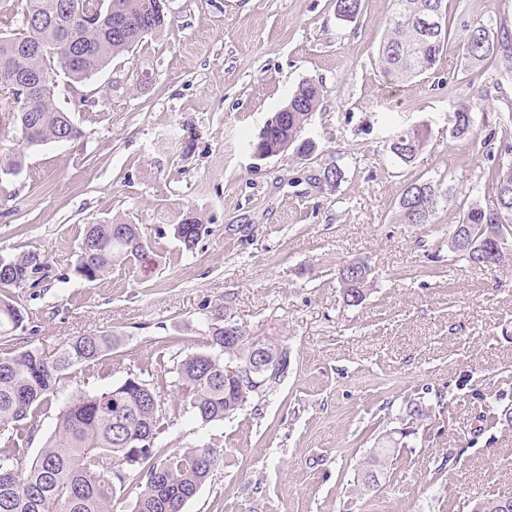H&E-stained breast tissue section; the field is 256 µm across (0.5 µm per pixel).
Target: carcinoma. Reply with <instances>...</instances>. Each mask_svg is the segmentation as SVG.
<instances>
[{"mask_svg": "<svg viewBox=\"0 0 512 512\" xmlns=\"http://www.w3.org/2000/svg\"><path fill=\"white\" fill-rule=\"evenodd\" d=\"M128 18L127 29L116 33L112 18L99 12L101 0H0V136L15 132L28 146L57 141L68 132L82 135L70 112L57 100L24 93L10 81L16 75L51 78L59 71L75 83L95 79L113 58L129 52L147 35L166 25V15L155 9L157 0H115ZM443 0H393L388 33L379 48L384 72L397 79H411L431 72L450 39ZM360 0H336L339 16L350 21ZM19 23V32L6 35L3 28ZM468 62L477 66L495 60L512 71V33L502 27L484 25L466 30L462 36ZM321 88L310 82L299 84L287 114L290 151L299 158L312 152L301 133L317 109ZM470 108L454 113L453 138L472 142L468 123ZM426 138L415 131H402L390 143V152L402 163H412L424 149ZM495 193L491 206L476 201L462 207L459 220L448 225V250L460 259L483 267H499L512 256V163L488 173ZM449 201L448 189L440 183L415 180L404 188L396 219L401 224H428L439 207ZM467 227L457 238V228ZM203 225L188 217L176 225L175 233L185 249H194ZM95 248L78 255L76 270L89 282L104 279L112 268L130 265L148 257L134 224H91L83 242ZM41 254L29 251L6 261L0 285L30 278L41 269ZM371 268L359 273L340 270L339 283L345 302L361 304L370 283ZM24 316L8 296L0 298V337L9 338L23 326ZM208 350L185 354L176 366L181 402L202 424L221 421L244 409L249 400L275 387L224 393V364L245 362L246 346L224 343V327L208 328ZM116 338L110 332L74 336L53 354L38 349L0 351V512H112L117 485L133 483L139 489L134 512H183L211 471L223 459L224 449L210 443L187 448H158L156 440L168 428L160 391L140 390L126 379L98 391L68 397L56 414L52 435L36 456L30 455L34 425L22 426L57 399L63 381L78 369L87 371L105 361ZM406 415L413 422L429 418V409L418 400L408 402ZM408 431L382 435L361 463L358 478L379 486L392 466L396 449ZM142 456H135V449ZM482 512H512V497L486 495L480 498Z\"/></svg>", "mask_w": 512, "mask_h": 512, "instance_id": "1", "label": "carcinoma"}]
</instances>
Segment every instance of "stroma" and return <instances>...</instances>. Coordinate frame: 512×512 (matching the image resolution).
<instances>
[{
    "label": "stroma",
    "mask_w": 512,
    "mask_h": 512,
    "mask_svg": "<svg viewBox=\"0 0 512 512\" xmlns=\"http://www.w3.org/2000/svg\"><path fill=\"white\" fill-rule=\"evenodd\" d=\"M450 42L431 74L384 77L378 50L392 0H361L354 21L336 0H171L170 21L60 102L85 134L30 147L0 139V255L46 264L8 289L24 316L14 347L54 352L109 331L103 366L66 379L94 392L127 373L158 387L170 417L159 442H210L226 453L184 512H462L474 497L512 496V266L455 258L445 240L465 193L495 201L488 172L512 144V78L502 63L465 67L466 29H512V0H444ZM151 75L137 86L139 73ZM320 107L304 130L307 159H255L251 144L303 82ZM469 104L475 144L449 135ZM420 126L408 165L396 132ZM337 165V186L320 182ZM420 179L450 187L428 224H400L399 197ZM206 226L185 251L174 226ZM90 224L139 225L150 259L90 282L76 271ZM368 260L366 300L346 305L344 262ZM239 323L287 345L288 371L234 417L201 425L179 405L178 360L207 348L209 326ZM430 416L374 490L357 481L378 436L404 428L409 400ZM427 139L421 133L402 131L390 143V152L402 163H412L424 149Z\"/></svg>",
    "instance_id": "1"
}]
</instances>
